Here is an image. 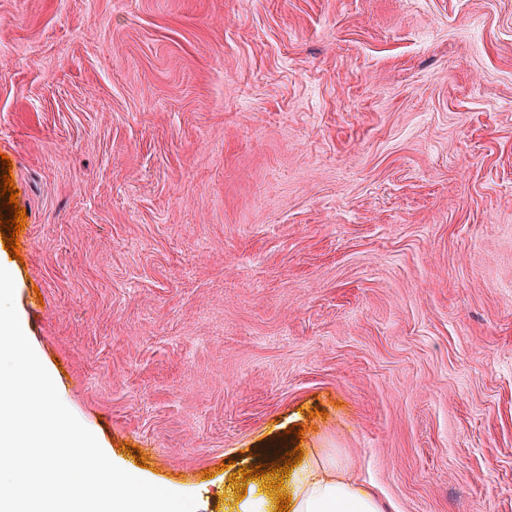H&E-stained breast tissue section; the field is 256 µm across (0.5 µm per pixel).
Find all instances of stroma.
Listing matches in <instances>:
<instances>
[{"instance_id":"35a3bbf8","label":"stroma","mask_w":512,"mask_h":512,"mask_svg":"<svg viewBox=\"0 0 512 512\" xmlns=\"http://www.w3.org/2000/svg\"><path fill=\"white\" fill-rule=\"evenodd\" d=\"M0 153L16 309L130 473L235 512L334 448L512 512V0H0Z\"/></svg>"}]
</instances>
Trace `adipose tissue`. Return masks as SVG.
Wrapping results in <instances>:
<instances>
[{
  "mask_svg": "<svg viewBox=\"0 0 512 512\" xmlns=\"http://www.w3.org/2000/svg\"><path fill=\"white\" fill-rule=\"evenodd\" d=\"M285 512H381L377 498L344 475L335 449L310 453L291 477Z\"/></svg>",
  "mask_w": 512,
  "mask_h": 512,
  "instance_id": "ef3b65f1",
  "label": "adipose tissue"
}]
</instances>
